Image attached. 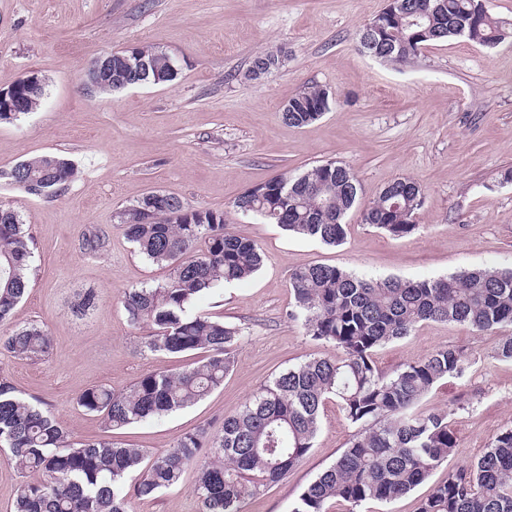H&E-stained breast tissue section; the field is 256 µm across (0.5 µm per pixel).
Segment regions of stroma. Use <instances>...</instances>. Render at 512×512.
<instances>
[{"instance_id": "obj_1", "label": "stroma", "mask_w": 512, "mask_h": 512, "mask_svg": "<svg viewBox=\"0 0 512 512\" xmlns=\"http://www.w3.org/2000/svg\"><path fill=\"white\" fill-rule=\"evenodd\" d=\"M387 0H0V89L35 75L45 84L40 107L0 123V171L55 152L78 168L50 198L0 180V201L28 225L35 254L28 291L15 309L19 325L51 337L45 359L0 350V374L17 395L37 399L74 436L111 438L156 456L180 436L220 430L264 381L324 347L288 312L289 276L307 264L404 279L474 268L512 267V41L486 47L464 37L431 44L410 63L386 64L357 49L358 36ZM139 44L176 62L174 81L112 93L92 89L84 69L104 54ZM280 50L283 65L254 80L253 57ZM318 85L332 104L317 121L289 125L284 105ZM328 160L358 175L360 206L346 218L336 247L286 234L237 213L234 200L273 176L296 175ZM418 181L425 194L416 228L396 238L366 224L362 206L392 180ZM161 190L193 206L224 212L235 233L262 250L250 279L211 290L194 311L242 330L237 365L199 402L167 416L109 430L76 403L86 388L120 392L147 372L195 365L197 350L150 353L120 302L124 290L165 278L139 255L118 213ZM105 246L82 249L87 231ZM97 304L78 315V296ZM500 331L475 332L447 322L419 323L410 336L380 347L385 373L444 347L465 352L462 378L435 386L420 404L444 411L456 446L407 495L369 501L359 512H418L448 473L474 462L512 428V362L500 360ZM354 428L335 403L322 412L310 455L282 481L247 498L242 512H292L301 491L346 448ZM196 473L129 512H198Z\"/></svg>"}]
</instances>
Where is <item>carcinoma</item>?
Masks as SVG:
<instances>
[{"mask_svg":"<svg viewBox=\"0 0 512 512\" xmlns=\"http://www.w3.org/2000/svg\"><path fill=\"white\" fill-rule=\"evenodd\" d=\"M363 28L362 52L403 63L426 46L465 36L482 46L512 37V22L494 17L486 0H388ZM148 70L136 72V57ZM281 52L266 50L251 61L255 78L278 69ZM176 78L164 51L135 45L112 53V81L104 92ZM327 90L307 87L288 101L284 118L294 126L315 122L330 110ZM77 175L71 160L53 153L31 156L0 177L30 195L48 197ZM358 200V178L336 161L302 174H282L250 187L235 200L244 217L277 224L286 232L328 246L341 244L345 217ZM424 202L420 183L397 178L365 208L364 221L394 237L416 228ZM128 239L148 261L168 268L165 281L126 290L128 322L148 328L141 347L175 355L203 349L199 365L141 375L123 392L91 386L76 399L88 413L119 429L194 404L224 382L235 365L241 329L191 305L221 285L243 281L262 263L260 246L231 231L224 211L194 207L173 194L144 195L120 212ZM34 243L12 207L0 204V327L29 285ZM293 309L306 335L330 347L265 381L221 429L186 433L152 461L131 444L77 440L49 411L15 394L0 378V448L23 481L13 512H129L126 481L136 474L134 495L154 498L197 471L194 494L200 512H241L244 499L284 479L314 447L320 413L335 402L356 428L336 461L309 483L292 512H328L340 501L357 508L367 500L390 503L425 481L456 447L446 412H423L422 399L439 383L459 378L466 357L454 347L437 349L390 374L374 363L377 348L411 334L424 321L453 322L479 332L512 326V268L474 269L443 278L403 280L359 276L335 266L309 264L290 275ZM50 336L37 324L0 334V348L39 361ZM419 512H512V429L498 434L470 467L439 484Z\"/></svg>","mask_w":512,"mask_h":512,"instance_id":"obj_1","label":"carcinoma"}]
</instances>
